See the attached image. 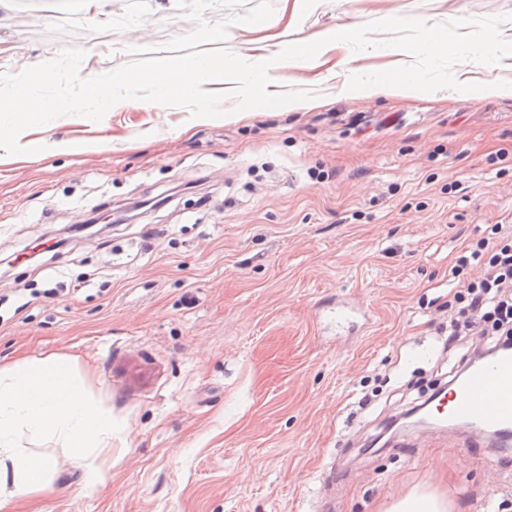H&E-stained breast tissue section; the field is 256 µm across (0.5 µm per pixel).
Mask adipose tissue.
Listing matches in <instances>:
<instances>
[{"label": "adipose tissue", "mask_w": 512, "mask_h": 512, "mask_svg": "<svg viewBox=\"0 0 512 512\" xmlns=\"http://www.w3.org/2000/svg\"><path fill=\"white\" fill-rule=\"evenodd\" d=\"M355 29L350 25L327 27L308 37L315 52L304 55L300 45H287L278 33L266 32L248 43L271 70L294 66L298 59L318 69L329 53L343 52ZM48 430L74 448L73 463L85 474L88 491L104 487L110 469L96 452L112 445V416L89 399L75 382L72 369L49 357L0 369V512H15L18 498L46 485V462L31 458L18 447L21 431Z\"/></svg>", "instance_id": "ef3b65f1"}]
</instances>
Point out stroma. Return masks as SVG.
I'll list each match as a JSON object with an SVG mask.
<instances>
[{"mask_svg":"<svg viewBox=\"0 0 512 512\" xmlns=\"http://www.w3.org/2000/svg\"><path fill=\"white\" fill-rule=\"evenodd\" d=\"M35 0L0 9V49L31 63L67 47L82 76L133 59L227 48L274 23L280 0H110L105 21ZM390 15L388 40L364 33ZM446 54L412 60L410 92L367 98L398 44L428 23ZM353 23L360 38L314 107L190 118L131 100L100 122L67 115L26 130L41 153L0 152V368L68 359L112 412L111 478L86 493L56 435L21 433L51 464L50 487L18 512H380L420 486L450 512H512V447L453 429L372 441L462 370L482 339L445 351L463 249L512 225V96L458 86L462 53L512 82V0H319L300 33ZM109 224L46 251L47 239L134 202ZM362 312L339 332L332 303Z\"/></svg>","mask_w":512,"mask_h":512,"instance_id":"stroma-1","label":"stroma"}]
</instances>
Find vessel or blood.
<instances>
[{
  "instance_id": "obj_1",
  "label": "vessel or blood",
  "mask_w": 512,
  "mask_h": 512,
  "mask_svg": "<svg viewBox=\"0 0 512 512\" xmlns=\"http://www.w3.org/2000/svg\"><path fill=\"white\" fill-rule=\"evenodd\" d=\"M432 412L469 434L478 428L497 430L501 446H512V350L499 351L489 363L453 381Z\"/></svg>"
}]
</instances>
